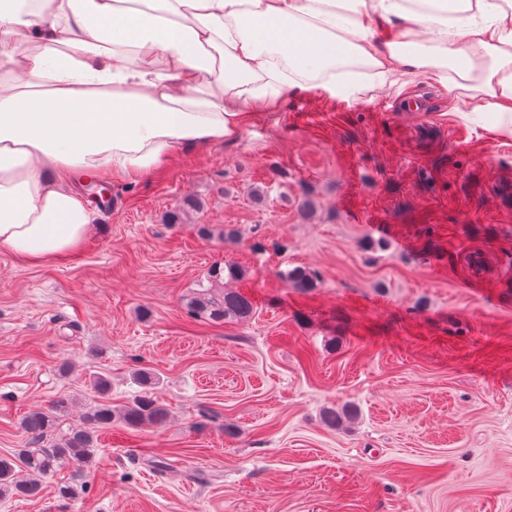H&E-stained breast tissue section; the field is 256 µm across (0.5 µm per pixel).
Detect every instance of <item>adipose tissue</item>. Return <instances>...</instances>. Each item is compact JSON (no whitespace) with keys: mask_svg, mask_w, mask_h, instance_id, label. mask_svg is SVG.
Returning a JSON list of instances; mask_svg holds the SVG:
<instances>
[{"mask_svg":"<svg viewBox=\"0 0 512 512\" xmlns=\"http://www.w3.org/2000/svg\"><path fill=\"white\" fill-rule=\"evenodd\" d=\"M0 251L64 257L74 184L138 180L240 136L291 91L436 84L512 137V0H0Z\"/></svg>","mask_w":512,"mask_h":512,"instance_id":"obj_1","label":"adipose tissue"}]
</instances>
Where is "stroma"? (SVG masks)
I'll return each instance as SVG.
<instances>
[{"mask_svg": "<svg viewBox=\"0 0 512 512\" xmlns=\"http://www.w3.org/2000/svg\"><path fill=\"white\" fill-rule=\"evenodd\" d=\"M107 188L72 255L0 252V456L56 399L78 423L99 374L117 407L154 373L171 418L102 429L78 499L64 470L0 512H512V138L419 77L287 94L236 141ZM217 262L250 318L186 315ZM293 267L316 288L287 287ZM280 276L286 285H289L291 288L307 291L316 286V273L306 268L294 267L287 269L281 271Z\"/></svg>", "mask_w": 512, "mask_h": 512, "instance_id": "stroma-1", "label": "stroma"}]
</instances>
